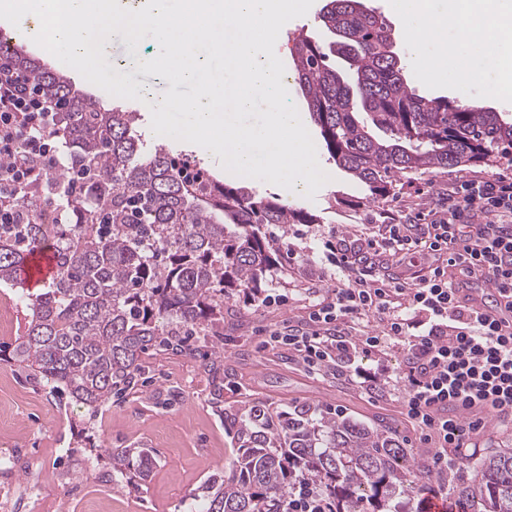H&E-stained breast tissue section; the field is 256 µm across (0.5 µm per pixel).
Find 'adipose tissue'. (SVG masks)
Masks as SVG:
<instances>
[{"label":"adipose tissue","mask_w":512,"mask_h":512,"mask_svg":"<svg viewBox=\"0 0 512 512\" xmlns=\"http://www.w3.org/2000/svg\"><path fill=\"white\" fill-rule=\"evenodd\" d=\"M392 6L410 19V35L434 38L447 25L456 32L446 47L447 65L418 60L422 81L445 77L455 83L459 95H466L467 83L477 82L481 74L474 68L460 74L458 63L472 56L491 57L500 63L497 94L512 97V0H448V13L441 18L432 14L429 0H392Z\"/></svg>","instance_id":"ef3b65f1"}]
</instances>
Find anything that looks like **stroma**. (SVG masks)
<instances>
[{
    "label": "stroma",
    "instance_id": "stroma-1",
    "mask_svg": "<svg viewBox=\"0 0 512 512\" xmlns=\"http://www.w3.org/2000/svg\"><path fill=\"white\" fill-rule=\"evenodd\" d=\"M324 3L314 0L305 16L283 26L275 52L286 70L294 68L293 53L299 37L323 39L319 14ZM364 3L378 9L391 24L394 49L406 65L410 88L427 98L456 99L453 85L423 82L414 66L418 56L438 58L442 42L453 38V30H446L438 41H413L407 38L404 22L394 13L390 0ZM1 29L10 32L28 55L60 69L77 89L90 94L104 108L137 113L136 130L145 150L162 144L175 160L202 164L195 149L153 133L149 105L161 102L172 86L163 77L144 74L130 64L132 53L120 35L110 39L106 61L131 75L149 94V102L107 94L35 44L26 28L0 19ZM317 157L331 180L311 199L256 179L243 181L225 173L217 163L202 164L205 173L226 185H248L258 196L303 208L319 221L302 225L305 238L300 255H285L281 267L263 282L260 299L248 301L239 294L225 299L223 335L195 339L187 353L144 354L141 371L150 379L147 387L131 391L92 417L67 395L53 392L46 382L29 376L19 363L8 357L0 360V448H27L38 459L33 471L11 476L15 488L39 486L46 502L67 500L70 512H83L84 506L94 501L105 503V512H198L197 489L213 473H232L237 456L232 419L258 402L280 409L306 406L339 412L370 426L384 423L392 427L404 447L425 458L435 453L434 444L411 425L402 408L399 375L406 365L404 344L384 337L383 324L376 316H365L348 327L351 336L382 339L379 349L357 351L354 358L356 366L369 372L387 370V377L371 392L352 382L348 369L314 374L296 361L287 347L267 348L263 342L284 325L306 319L315 301V289L334 286L330 271L322 268L318 258L321 233L334 226L350 240L376 233L381 212L397 214L408 208L428 207L432 196L463 177H512V163L503 160L403 178L394 182L388 198L369 204L364 200L365 189L336 167L325 149H318ZM342 196L355 200V207L339 206ZM275 294L286 295V303L263 304L264 296ZM25 324L26 309L19 292L1 285L0 350H12ZM114 448L153 449L156 463L150 475L132 484L120 477L109 482L99 480V473L112 470L110 451ZM62 473L68 474V482L59 481Z\"/></svg>",
    "mask_w": 512,
    "mask_h": 512
}]
</instances>
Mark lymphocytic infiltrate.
Listing matches in <instances>:
<instances>
[{
	"label": "lymphocytic infiltrate",
	"mask_w": 512,
	"mask_h": 512,
	"mask_svg": "<svg viewBox=\"0 0 512 512\" xmlns=\"http://www.w3.org/2000/svg\"><path fill=\"white\" fill-rule=\"evenodd\" d=\"M55 108L27 78L0 58V199L39 186L64 170ZM428 252L434 261L416 282L388 272L383 255ZM320 257L334 268L336 286L322 294L307 323L270 333L265 344L288 347L297 361L322 373L350 361L353 319L382 317L383 336L407 339L400 381L409 419L429 432L439 450L429 464L451 467L448 451L482 429L489 416H512V332H504L488 303L477 302L473 282L491 285L512 309V180L470 178L437 193L430 206L390 216L378 233L346 243L337 230L320 238Z\"/></svg>",
	"instance_id": "f902f5d3"
}]
</instances>
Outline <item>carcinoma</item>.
<instances>
[{
  "instance_id": "1",
  "label": "carcinoma",
  "mask_w": 512,
  "mask_h": 512,
  "mask_svg": "<svg viewBox=\"0 0 512 512\" xmlns=\"http://www.w3.org/2000/svg\"><path fill=\"white\" fill-rule=\"evenodd\" d=\"M321 21L331 41L300 38L292 80L329 158L366 188V201L388 197L397 177L508 155L512 121L414 93L391 29L360 0H326ZM332 54L342 66L328 63ZM14 63L59 105L58 134L82 184L72 187L61 172L26 198L0 200L21 213L20 223L0 224V285L20 289L28 310L12 358L94 415L135 386L149 348L219 334L224 296L260 287L277 269L272 228L286 233L319 219L209 176H183L186 164L165 149L143 153L135 113L101 107L18 51ZM45 247L54 250L56 272L34 292L22 273ZM236 440L232 476H210L199 512H281L302 480L320 485L336 512H399L390 502L408 488L415 512H426L430 475L386 426L259 403L238 418ZM112 461L140 479L154 464L146 448L117 450ZM461 463L469 478L448 476L451 508L512 512V448Z\"/></svg>"
}]
</instances>
